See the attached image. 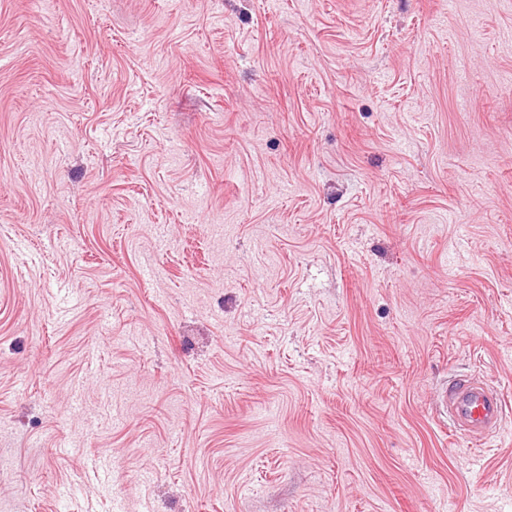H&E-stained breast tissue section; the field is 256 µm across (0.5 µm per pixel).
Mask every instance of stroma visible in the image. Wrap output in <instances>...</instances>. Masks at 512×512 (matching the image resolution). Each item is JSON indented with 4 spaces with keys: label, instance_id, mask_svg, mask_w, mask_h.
Segmentation results:
<instances>
[{
    "label": "stroma",
    "instance_id": "35a3bbf8",
    "mask_svg": "<svg viewBox=\"0 0 512 512\" xmlns=\"http://www.w3.org/2000/svg\"><path fill=\"white\" fill-rule=\"evenodd\" d=\"M0 512H512V0H0ZM505 412L500 393L479 377L456 380L439 393V414L448 419L449 432L465 436L479 450L484 440L499 430Z\"/></svg>",
    "mask_w": 512,
    "mask_h": 512
}]
</instances>
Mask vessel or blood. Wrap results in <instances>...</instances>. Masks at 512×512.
I'll list each match as a JSON object with an SVG mask.
<instances>
[{
  "instance_id": "vessel-or-blood-1",
  "label": "vessel or blood",
  "mask_w": 512,
  "mask_h": 512,
  "mask_svg": "<svg viewBox=\"0 0 512 512\" xmlns=\"http://www.w3.org/2000/svg\"><path fill=\"white\" fill-rule=\"evenodd\" d=\"M504 412L500 393L478 377L456 380L439 393V413L450 433L466 437L475 448L499 430Z\"/></svg>"
}]
</instances>
